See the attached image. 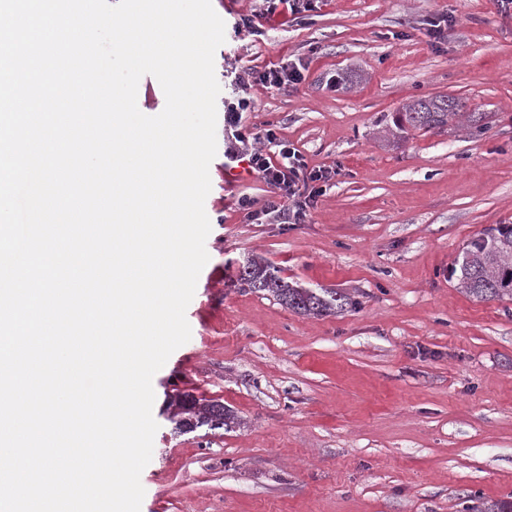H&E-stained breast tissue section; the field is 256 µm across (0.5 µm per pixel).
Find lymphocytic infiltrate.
I'll list each match as a JSON object with an SVG mask.
<instances>
[{
	"instance_id": "obj_1",
	"label": "lymphocytic infiltrate",
	"mask_w": 512,
	"mask_h": 512,
	"mask_svg": "<svg viewBox=\"0 0 512 512\" xmlns=\"http://www.w3.org/2000/svg\"><path fill=\"white\" fill-rule=\"evenodd\" d=\"M303 64L289 60L272 65L261 72L240 75V83L266 88H283L299 85L304 79ZM251 101L239 98L224 104V135L229 146L224 152V166L231 169L247 163L249 173L270 186L275 197L266 202L263 210H255L254 202L239 197L238 209L245 221L257 220L260 214H272L286 224L306 223L316 198L323 194V186L336 174L335 168H308L301 152L292 143L277 141L273 131H266L267 141L279 144L278 151L271 152L253 147L252 131L244 127L242 114L250 109Z\"/></svg>"
}]
</instances>
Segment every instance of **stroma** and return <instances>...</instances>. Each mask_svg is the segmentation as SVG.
Segmentation results:
<instances>
[{
	"label": "stroma",
	"instance_id": "stroma-1",
	"mask_svg": "<svg viewBox=\"0 0 512 512\" xmlns=\"http://www.w3.org/2000/svg\"><path fill=\"white\" fill-rule=\"evenodd\" d=\"M220 99L243 71L308 64L298 87L253 86L242 115L311 168L337 173L304 224L243 221L268 186L210 164L209 260L186 310L190 340L154 375L158 424L140 512H467L512 500V299L479 301L452 278L468 245L512 224V10L497 0H321L311 19L235 21L259 0H212ZM453 19L438 46L427 23ZM459 98L484 133L391 134L407 102ZM258 255L290 282L346 293L308 317L241 284ZM234 410V431L174 432L171 397Z\"/></svg>",
	"mask_w": 512,
	"mask_h": 512
}]
</instances>
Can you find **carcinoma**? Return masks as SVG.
<instances>
[{"instance_id": "carcinoma-1", "label": "carcinoma", "mask_w": 512, "mask_h": 512, "mask_svg": "<svg viewBox=\"0 0 512 512\" xmlns=\"http://www.w3.org/2000/svg\"><path fill=\"white\" fill-rule=\"evenodd\" d=\"M448 100L450 96L439 95L406 104L396 117L397 130L441 129L453 119L475 133L486 128V113L465 112L462 104L451 107ZM451 274L456 276L459 288L479 301L512 298V224H502L472 241ZM240 281L254 292L269 293L281 305L302 315L321 317L340 312L350 304V299L338 292L317 293L289 283L276 267L257 255L241 267ZM171 406L168 420L179 433L204 426L229 430L240 425L233 411L219 401L177 394ZM470 512H512V502L483 501L472 506Z\"/></svg>"}]
</instances>
